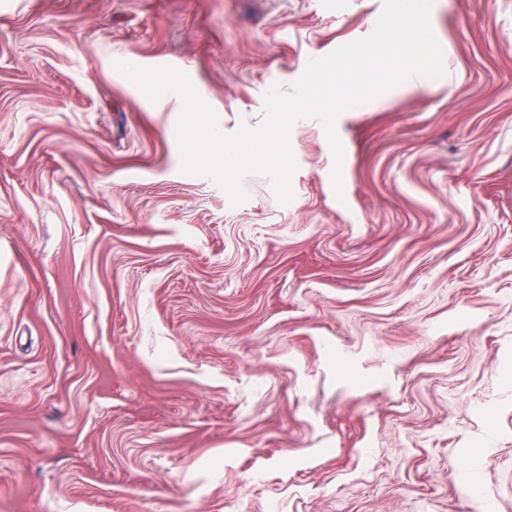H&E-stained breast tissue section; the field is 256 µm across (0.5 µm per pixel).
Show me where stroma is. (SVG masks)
Wrapping results in <instances>:
<instances>
[{
  "instance_id": "stroma-1",
  "label": "stroma",
  "mask_w": 512,
  "mask_h": 512,
  "mask_svg": "<svg viewBox=\"0 0 512 512\" xmlns=\"http://www.w3.org/2000/svg\"><path fill=\"white\" fill-rule=\"evenodd\" d=\"M0 0V512H512V0L445 74L184 171L185 74L264 120L384 0Z\"/></svg>"
}]
</instances>
